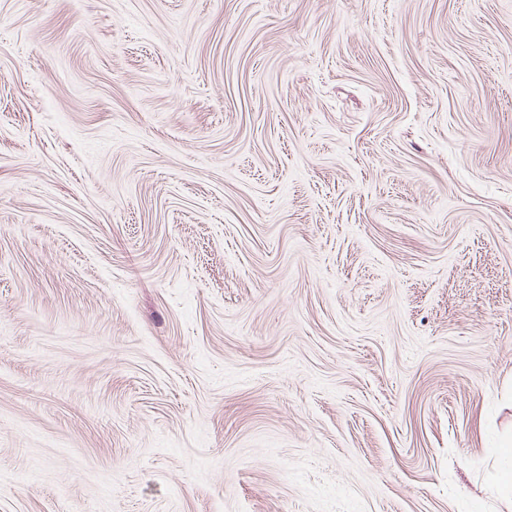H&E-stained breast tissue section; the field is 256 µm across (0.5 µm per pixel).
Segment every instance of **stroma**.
<instances>
[{"mask_svg": "<svg viewBox=\"0 0 512 512\" xmlns=\"http://www.w3.org/2000/svg\"><path fill=\"white\" fill-rule=\"evenodd\" d=\"M512 0H0V512H512Z\"/></svg>", "mask_w": 512, "mask_h": 512, "instance_id": "obj_1", "label": "stroma"}]
</instances>
